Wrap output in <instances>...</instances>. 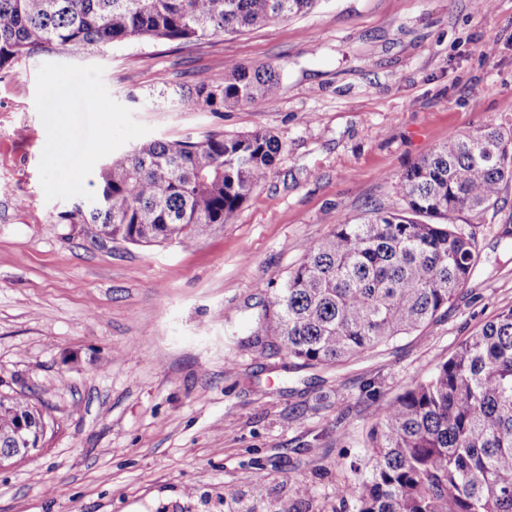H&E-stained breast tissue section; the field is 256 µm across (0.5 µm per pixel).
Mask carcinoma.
<instances>
[{
	"label": "carcinoma",
	"mask_w": 512,
	"mask_h": 512,
	"mask_svg": "<svg viewBox=\"0 0 512 512\" xmlns=\"http://www.w3.org/2000/svg\"><path fill=\"white\" fill-rule=\"evenodd\" d=\"M320 0H0V70L56 47L124 41L191 42L303 15ZM267 65H232L181 94L201 110L262 107L278 93ZM281 145L267 131L151 141L107 160L97 198L64 215L92 237L193 245L225 223L273 172ZM512 182V126L448 136L403 175L405 208H373L306 250L266 286L253 336L302 367L339 366L448 308L470 279L477 241L448 220L479 214ZM46 413L27 395L0 394V450L18 421ZM361 482L341 485L356 512H512V307L442 363L378 404Z\"/></svg>",
	"instance_id": "obj_1"
}]
</instances>
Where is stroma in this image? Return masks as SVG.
Listing matches in <instances>:
<instances>
[{"label":"stroma","mask_w":512,"mask_h":512,"mask_svg":"<svg viewBox=\"0 0 512 512\" xmlns=\"http://www.w3.org/2000/svg\"><path fill=\"white\" fill-rule=\"evenodd\" d=\"M494 44L492 55L483 52ZM269 64L278 96L221 112L181 89ZM71 145L106 143L52 192L48 85ZM93 93L97 111L83 105ZM512 124V0H321L312 12L195 43L56 48L0 71V393L34 391L52 429L0 466V512H334L357 483L374 382L391 399L512 307V182L455 222L481 259L434 322L340 368L289 369L251 331L335 225L405 206L400 182L452 133ZM271 132L270 177L189 248L91 239L107 156L150 140Z\"/></svg>","instance_id":"35a3bbf8"}]
</instances>
